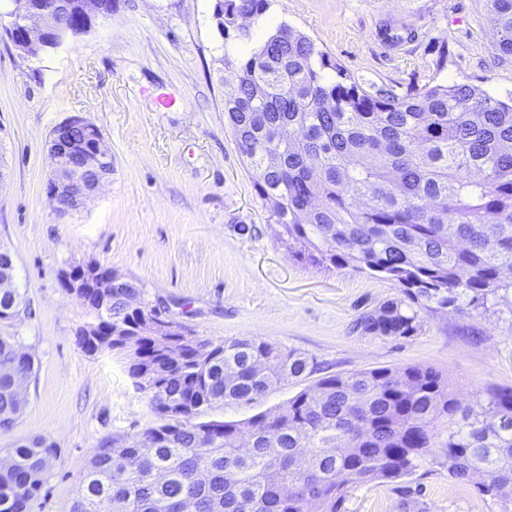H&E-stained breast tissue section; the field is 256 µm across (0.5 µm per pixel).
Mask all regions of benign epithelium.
<instances>
[{"label":"benign epithelium","mask_w":512,"mask_h":512,"mask_svg":"<svg viewBox=\"0 0 512 512\" xmlns=\"http://www.w3.org/2000/svg\"><path fill=\"white\" fill-rule=\"evenodd\" d=\"M12 15L25 20L24 31L12 44L29 54L54 51L86 35L100 15L112 13V0H12ZM72 16L75 25L61 29L60 16ZM53 172L48 194L63 211L81 208L112 175V152L104 144L100 129L81 115L57 125L49 135ZM123 283V277L92 261L72 264L60 272L65 291L84 300L87 289L96 288L107 297ZM155 336H192L191 330L168 319L153 322Z\"/></svg>","instance_id":"1"}]
</instances>
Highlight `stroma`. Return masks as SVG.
I'll return each instance as SVG.
<instances>
[{
  "mask_svg": "<svg viewBox=\"0 0 512 512\" xmlns=\"http://www.w3.org/2000/svg\"><path fill=\"white\" fill-rule=\"evenodd\" d=\"M216 0H113L93 31L55 52L18 51L0 30V243L11 250L29 309L14 323L35 356L21 384L23 414L0 449L36 437L57 455L28 512H71L102 443L141 433L157 416L125 361L87 352L91 315L59 274L96 261L141 288L162 316L220 342L254 336L307 354L311 374L216 418L270 413L320 378L373 368L430 366L464 404L512 387V295L490 312L423 316L415 336L354 330L358 315L398 288L349 269L302 264L277 241L270 202L224 122L235 72L222 66ZM268 25L288 24L363 86L405 95L465 83L512 93V55L498 51L485 0H269ZM173 97L172 107L160 101ZM81 115L112 152V176L77 211L47 191L51 130ZM343 512H499L495 499L448 475L442 449L412 475L349 489Z\"/></svg>",
  "mask_w": 512,
  "mask_h": 512,
  "instance_id": "1",
  "label": "stroma"
}]
</instances>
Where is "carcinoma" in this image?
I'll return each mask as SVG.
<instances>
[{
    "label": "carcinoma",
    "mask_w": 512,
    "mask_h": 512,
    "mask_svg": "<svg viewBox=\"0 0 512 512\" xmlns=\"http://www.w3.org/2000/svg\"><path fill=\"white\" fill-rule=\"evenodd\" d=\"M269 0H217L221 36L244 44L239 17H260ZM499 51L512 54V0H486ZM239 87L224 99L231 128L260 197L273 202L278 239L297 261L349 268L393 282L400 295L355 320L361 332L409 338L421 315L475 309L512 282V96L467 84L414 94L368 91L282 23L239 61ZM132 282L105 313L120 335L104 347L125 355L135 389L161 424L97 449L73 512H342L348 490L414 473L445 449L448 476L472 483L512 512V388H491L463 407L428 366L324 377L272 413L206 420L227 402L250 403L306 375L309 358L256 337L170 353L139 333L154 309ZM27 308L18 289L0 291V431L22 415L17 377L33 373L11 323ZM505 410V421L485 415ZM0 468V512H27L56 449L34 438Z\"/></svg>",
    "instance_id": "1"
}]
</instances>
